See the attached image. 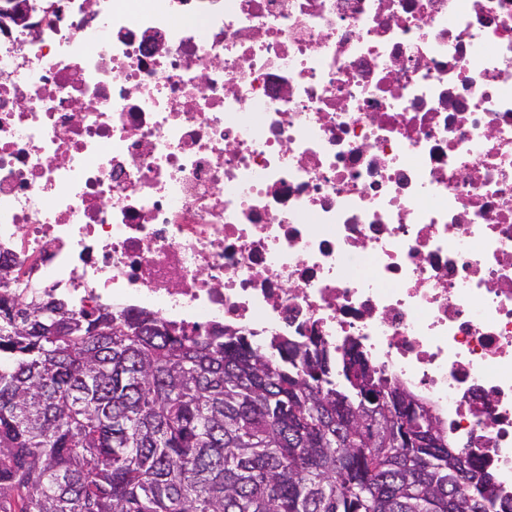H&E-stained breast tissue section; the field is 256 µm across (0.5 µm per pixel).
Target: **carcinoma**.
Segmentation results:
<instances>
[{
	"label": "carcinoma",
	"mask_w": 512,
	"mask_h": 512,
	"mask_svg": "<svg viewBox=\"0 0 512 512\" xmlns=\"http://www.w3.org/2000/svg\"><path fill=\"white\" fill-rule=\"evenodd\" d=\"M39 310L0 298V512H512L354 345Z\"/></svg>",
	"instance_id": "obj_1"
}]
</instances>
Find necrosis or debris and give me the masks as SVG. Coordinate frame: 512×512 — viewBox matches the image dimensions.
Segmentation results:
<instances>
[{"label": "necrosis or debris", "instance_id": "4bbe7bcc", "mask_svg": "<svg viewBox=\"0 0 512 512\" xmlns=\"http://www.w3.org/2000/svg\"><path fill=\"white\" fill-rule=\"evenodd\" d=\"M2 255L20 299L358 344L511 492L512 0H0Z\"/></svg>", "mask_w": 512, "mask_h": 512}]
</instances>
